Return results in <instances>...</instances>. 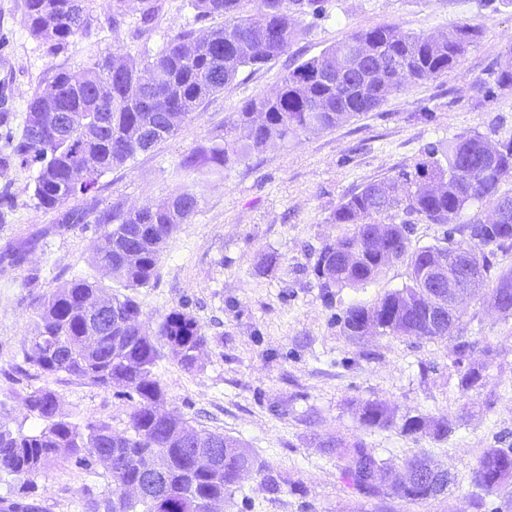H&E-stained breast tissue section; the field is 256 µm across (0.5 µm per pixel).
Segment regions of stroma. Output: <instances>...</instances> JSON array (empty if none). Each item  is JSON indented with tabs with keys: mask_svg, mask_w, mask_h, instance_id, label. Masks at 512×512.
<instances>
[{
	"mask_svg": "<svg viewBox=\"0 0 512 512\" xmlns=\"http://www.w3.org/2000/svg\"><path fill=\"white\" fill-rule=\"evenodd\" d=\"M325 16L307 19L305 34L287 54L261 70L240 69L224 91L207 101L177 135L142 152L77 195L76 205L105 209L138 206L180 190L174 170L182 155L207 144L247 100L272 93L282 74L317 56L351 32L393 25L405 32L440 34L457 23L480 26L482 37L455 68L387 96L375 111L335 129L301 135L253 155L201 191L199 210L180 225L164 250L158 279L139 289L147 328L185 306L207 337L197 372L173 357L159 364L165 407L199 428L239 439L281 477L268 493L247 474L224 498L223 512H512V487L475 502L471 468L487 448H512V316L488 310L482 293L461 306L465 336L492 343L497 352L474 351L484 367L480 386L461 391L451 364L453 339L345 336L338 319L348 307L371 305L409 281L400 261L358 289H339L324 303L311 269L325 242L345 233L329 217L346 195L366 183L412 170L429 145L474 132L490 140L512 135V90L478 96L474 84L512 59V0H326ZM90 35L51 54L26 28L25 0H0V110L16 112L15 131L32 94L52 70L77 69L116 52L157 49L181 29L206 33L216 22L196 20L183 0H163L157 26L138 39L113 29L108 0H96ZM33 171L10 172L18 208L0 226V250L24 240L35 246L23 265L0 262V426L18 429L24 385L12 379L20 362L33 309L42 294L77 274L105 280L90 255L93 230H55L53 215L28 200ZM278 262L264 267L267 254ZM38 287H26L32 270ZM62 412L105 419L127 428L131 403L116 389L98 388L61 373L45 378ZM381 400L394 412L387 429L360 424L350 400ZM447 420L445 438L401 432L409 416ZM359 440L395 468L426 454L456 480L450 494L411 502L359 494L342 480L340 463L323 448L329 439ZM102 465L85 471L54 461L37 481L46 512H78L83 489L101 491Z\"/></svg>",
	"mask_w": 512,
	"mask_h": 512,
	"instance_id": "1",
	"label": "stroma"
}]
</instances>
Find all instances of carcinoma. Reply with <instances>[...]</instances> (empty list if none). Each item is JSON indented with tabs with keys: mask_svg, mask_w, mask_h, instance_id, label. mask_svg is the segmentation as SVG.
<instances>
[{
	"mask_svg": "<svg viewBox=\"0 0 512 512\" xmlns=\"http://www.w3.org/2000/svg\"><path fill=\"white\" fill-rule=\"evenodd\" d=\"M138 2L131 9L130 2ZM94 0H27L29 35L57 53L71 38L86 34L94 21ZM112 29L129 27L139 36L154 27L159 5L154 0H109ZM325 0H187L197 19L222 18L224 23L203 35L186 28L154 54L134 57L115 53L78 70L57 69L46 87L28 103L24 128L9 151L0 154V176L13 169L36 170L30 186L31 205L55 215L65 233L94 225L93 262L111 280L129 290L116 294L95 278L77 277L50 290L32 315L21 348L16 375L29 379L60 372L101 388L118 386L132 402L126 431L118 433L104 419L81 422L60 412L55 392L32 387L20 400L27 431L0 428V475L21 479L23 491L0 497V512H46L35 498V478L52 458L73 461L88 470L100 457L116 459L110 481L100 492L82 493V512H209L241 475L254 472L276 493L279 477L236 438L198 429L182 415L165 412V389L157 372L164 351L186 371L199 368L206 344L195 317L180 306L159 319L153 333L142 322L131 292L158 277V264L172 234L198 210L194 188L221 178L224 171L271 144H286L313 131L335 128L377 109L387 95L409 84L440 76L453 68L481 37L477 25L463 23L439 36L404 32L378 25L350 33L320 55L302 61L282 76L270 95L245 102L224 132L183 156L176 174L188 186L157 201L109 209L70 205L98 179L141 152L177 134L200 106L224 91L240 69H259L288 53L305 29V17L325 15ZM475 88L489 98L512 88V63L479 80ZM54 114L55 135L43 137L38 119ZM73 171L81 182L71 184ZM512 179V135L488 142L479 132L448 144H434L412 171L365 184L348 194L331 214V223L348 232L325 243L312 267L324 299L337 288L363 287L392 264L409 257L410 283L386 293L373 305L347 309L343 332L435 336L429 311L437 300L420 286L418 274L434 254L448 256V274L470 275L499 313L512 315V268L491 274L495 249L512 242V197L497 196L501 182ZM484 202L491 216L464 224L462 241L408 252L410 223L383 222L401 211L434 224H452L472 203ZM17 207L9 186L0 192V224ZM460 316L448 310L440 335L455 336L452 365L462 389L483 380L482 369L469 362L474 344L459 336ZM360 424L370 428L395 425L394 414L377 400L350 401ZM408 435H448V423L429 416H409L401 425ZM211 444L215 464L195 468L191 435ZM343 461L341 478L357 492L377 497L397 484L409 501L436 499L454 482L447 469L425 455L405 461L407 473L427 474L425 481L405 482L384 460L360 442H328ZM141 482V498L126 499L121 487ZM471 482L490 496L512 484V448H487L471 471Z\"/></svg>",
	"mask_w": 512,
	"mask_h": 512,
	"instance_id": "obj_1",
	"label": "carcinoma"
}]
</instances>
